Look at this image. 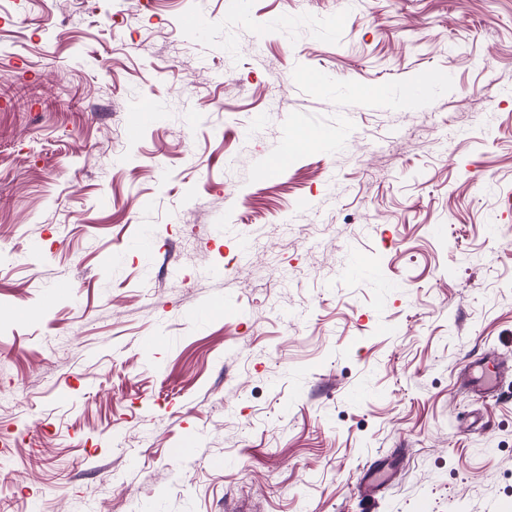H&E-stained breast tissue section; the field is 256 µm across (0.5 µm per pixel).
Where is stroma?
Instances as JSON below:
<instances>
[{"label": "stroma", "mask_w": 512, "mask_h": 512, "mask_svg": "<svg viewBox=\"0 0 512 512\" xmlns=\"http://www.w3.org/2000/svg\"><path fill=\"white\" fill-rule=\"evenodd\" d=\"M492 351L512 0H0V512H512ZM507 368V364L495 355L470 360L461 371L460 383L474 393L494 395ZM392 478L391 470L385 465L368 463L363 473V488L365 496H371L380 486L388 483Z\"/></svg>", "instance_id": "35a3bbf8"}]
</instances>
